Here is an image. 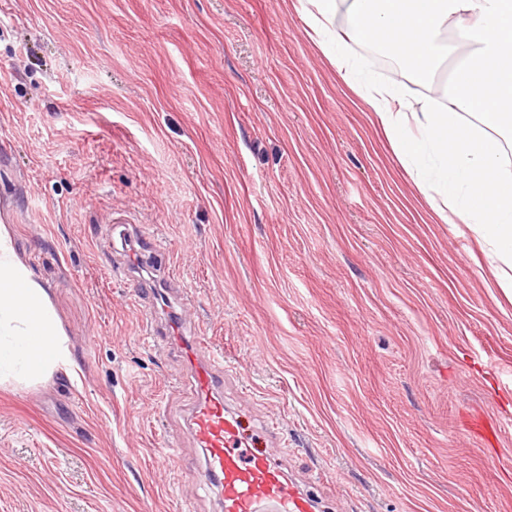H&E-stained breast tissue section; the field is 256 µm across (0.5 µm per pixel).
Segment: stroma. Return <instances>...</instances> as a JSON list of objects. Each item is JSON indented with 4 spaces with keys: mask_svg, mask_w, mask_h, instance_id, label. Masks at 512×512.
Here are the masks:
<instances>
[{
    "mask_svg": "<svg viewBox=\"0 0 512 512\" xmlns=\"http://www.w3.org/2000/svg\"><path fill=\"white\" fill-rule=\"evenodd\" d=\"M336 31L415 108L455 67L424 85ZM309 33L290 0H0V228L70 351L0 385V512H221L185 353L121 274L142 235L316 512H512L498 263Z\"/></svg>",
    "mask_w": 512,
    "mask_h": 512,
    "instance_id": "35a3bbf8",
    "label": "stroma"
}]
</instances>
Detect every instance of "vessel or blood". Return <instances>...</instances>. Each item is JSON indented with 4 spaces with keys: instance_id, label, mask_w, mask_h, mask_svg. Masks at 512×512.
<instances>
[{
    "instance_id": "obj_1",
    "label": "vessel or blood",
    "mask_w": 512,
    "mask_h": 512,
    "mask_svg": "<svg viewBox=\"0 0 512 512\" xmlns=\"http://www.w3.org/2000/svg\"><path fill=\"white\" fill-rule=\"evenodd\" d=\"M167 341L183 345L193 389V438L205 452L203 476L223 494L224 512H313L312 500L267 456H246L237 421L224 407V364L203 357L196 329L165 324Z\"/></svg>"
}]
</instances>
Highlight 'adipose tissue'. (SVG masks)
Returning <instances> with one entry per match:
<instances>
[{
    "label": "adipose tissue",
    "instance_id": "1",
    "mask_svg": "<svg viewBox=\"0 0 512 512\" xmlns=\"http://www.w3.org/2000/svg\"><path fill=\"white\" fill-rule=\"evenodd\" d=\"M313 39L330 47L339 15L357 38L383 44L420 81H432L450 52L461 51L448 107L411 109L394 86L356 84L406 165L431 163L423 179L441 203L504 265L512 288V0H294ZM69 365L68 347L44 288L0 232V381L38 382Z\"/></svg>",
    "mask_w": 512,
    "mask_h": 512
}]
</instances>
